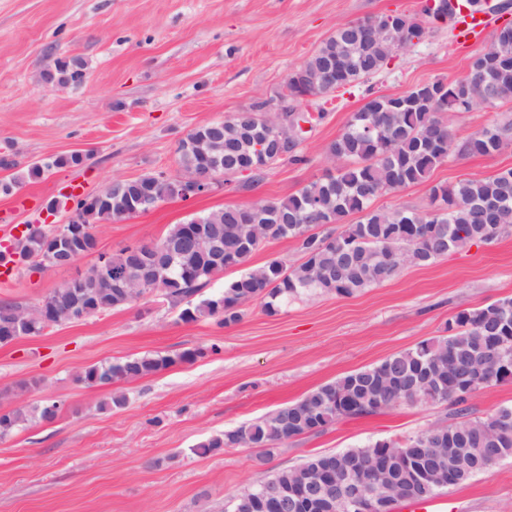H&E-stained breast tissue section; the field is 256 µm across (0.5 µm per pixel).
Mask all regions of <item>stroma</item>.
Segmentation results:
<instances>
[{
	"label": "stroma",
	"mask_w": 512,
	"mask_h": 512,
	"mask_svg": "<svg viewBox=\"0 0 512 512\" xmlns=\"http://www.w3.org/2000/svg\"><path fill=\"white\" fill-rule=\"evenodd\" d=\"M424 0H0V150L23 175L17 195H0V243L27 225L50 229L65 213L45 206L63 188L85 194L115 179L176 174L179 141L285 92L293 69L338 25L389 12L416 14ZM495 9L478 39L460 43L450 20H428L419 43L378 73L300 109L319 114L302 143L308 162L280 163L259 185L236 175L196 199H171L120 221L94 225L97 252L61 268H14L0 301L28 309L84 273L97 253L158 241L168 229L227 205L248 206L293 193L331 171L326 148L368 94L399 96L431 79L453 81L512 22V0ZM87 63L84 84L55 89L41 75L57 59ZM512 119V102L454 112L456 141ZM82 152L84 166L26 178L28 166ZM512 167V146L489 156L454 157L429 182L378 197L379 209L430 207L429 189ZM512 297V228L488 244L408 265L391 280L352 296L314 295L276 315L261 302L240 321L185 322L155 295L0 346V409L53 399L51 424L31 423L0 437V512H224L263 473L310 455L403 438L455 420L450 404H399L376 415L342 419L325 431L260 449L227 448L202 456L212 436L256 420L307 392L419 342L444 335L459 311ZM198 350L190 362L137 381L87 387V366L127 356ZM28 383L19 391L20 383ZM123 392L125 406L111 397ZM455 512H512V458L450 488Z\"/></svg>",
	"instance_id": "1"
}]
</instances>
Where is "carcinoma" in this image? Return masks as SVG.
Returning a JSON list of instances; mask_svg holds the SVG:
<instances>
[{"label":"carcinoma","mask_w":512,"mask_h":512,"mask_svg":"<svg viewBox=\"0 0 512 512\" xmlns=\"http://www.w3.org/2000/svg\"><path fill=\"white\" fill-rule=\"evenodd\" d=\"M382 32L366 39L362 30L348 22L340 25L297 70L304 78L288 77V96L299 92L311 97L326 96L378 72L395 53L390 36L404 32L408 44L421 41L426 28L420 18L405 13L379 16ZM498 69L488 75L479 96L471 93L467 79L453 82L431 79L413 86L400 103V97L374 95L352 113L345 130L327 147L334 171L296 192L269 200L253 224L238 221L239 206H226L173 225L159 247L171 240L182 243L192 229L197 250L187 252L180 266L162 279L158 293L174 307L185 322L215 318L221 325L239 321L242 307L259 300L264 310L275 314L303 295L336 294L352 296L373 288L405 266L400 249L411 248L427 266L448 255L455 245L490 243L512 226V168L487 178H462L452 184L430 188L431 211L417 212L372 208L384 194L427 181L432 172L453 156H486L499 152L512 142V123L493 124L457 143L443 113L496 107L512 101V26L507 24L489 50L476 56L469 70L478 69L486 57ZM49 84L79 86L86 80L85 64L78 58H63L55 69L43 74ZM256 103L249 112H237L224 120V153L211 151L214 132L205 124L191 130L178 146L179 166L207 164L219 168L224 183L241 169L251 170L254 182L278 163L305 164L301 143L288 138V123L294 113L282 117L277 137L268 138L265 156L255 151L256 139L265 134L256 125ZM79 157L70 154L49 161L34 162L27 176L37 178L51 168L76 166ZM137 185L124 190L112 187L110 202L80 204L82 226L119 220L130 208L131 194L138 188L154 201L169 199L168 180L157 174H144ZM290 239L301 261L288 265L280 259L252 267L250 260L269 240ZM224 249V264L210 262L213 250ZM11 248L19 257L50 268L46 232L28 227ZM112 272H133L137 256L127 246L110 256ZM242 273L218 294L203 296L215 276L227 269ZM77 288L96 315L127 306L138 300V293H121L111 280L88 269L77 278ZM12 316L20 320L24 334L37 336L44 326L19 307L0 302V321ZM201 351H184L176 356H127L85 368L78 380L89 387L109 382H130L161 372L178 361H189ZM512 371V297H505L476 309L458 312L448 322L445 334L419 342L384 360L322 384L302 398L286 403L257 420L199 443L196 453L214 454L224 448H261L270 454L279 445L302 435L321 432L344 418L375 415L400 403L451 402L458 407V421L436 426L397 440H386L340 452V482L354 480L361 471L348 468L352 461H366L384 445L391 448L394 462L384 482L403 496L418 499L419 487L411 480L406 454L412 448H433L435 454L450 453L458 475L448 479V469L433 462L428 498L462 484L485 471L483 461L493 449L503 450L502 458H512V405L502 406L484 418L467 417L468 402L480 389L501 382L500 375ZM59 405L45 403L29 413L22 407L0 410V434L37 419L52 422ZM334 457L315 454L297 467L261 475L259 487L271 482L288 488L298 474L318 476L317 469Z\"/></svg>","instance_id":"obj_1"}]
</instances>
